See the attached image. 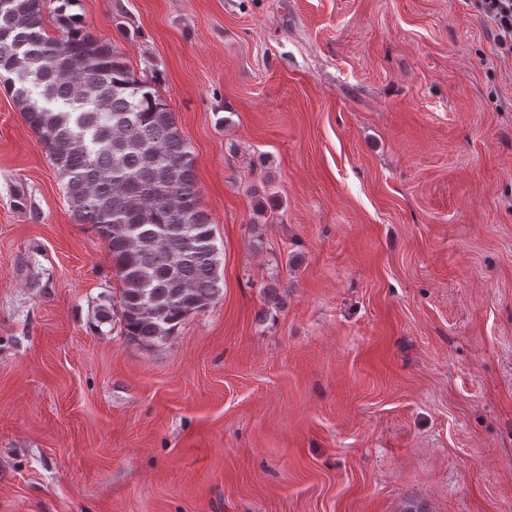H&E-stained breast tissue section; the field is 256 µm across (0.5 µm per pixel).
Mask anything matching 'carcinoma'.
Listing matches in <instances>:
<instances>
[{"label":"carcinoma","instance_id":"carcinoma-1","mask_svg":"<svg viewBox=\"0 0 512 512\" xmlns=\"http://www.w3.org/2000/svg\"><path fill=\"white\" fill-rule=\"evenodd\" d=\"M47 0H0V81L47 150L81 224L107 242L122 283L126 338L152 347L223 291L219 248L200 207L193 153L173 113L111 43Z\"/></svg>","mask_w":512,"mask_h":512}]
</instances>
